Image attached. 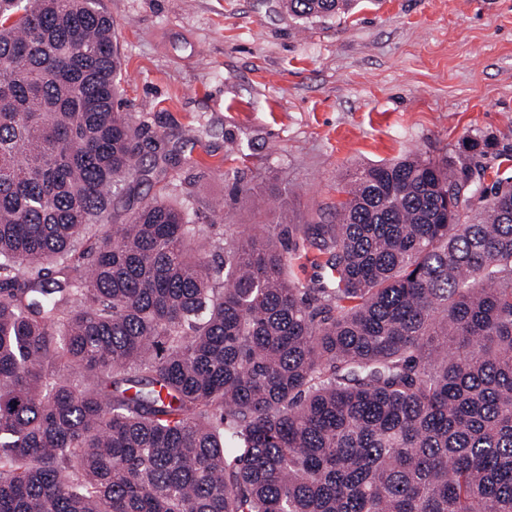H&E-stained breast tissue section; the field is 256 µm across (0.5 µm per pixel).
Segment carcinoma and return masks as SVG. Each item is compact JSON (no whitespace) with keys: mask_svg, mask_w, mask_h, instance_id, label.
Returning <instances> with one entry per match:
<instances>
[{"mask_svg":"<svg viewBox=\"0 0 512 512\" xmlns=\"http://www.w3.org/2000/svg\"><path fill=\"white\" fill-rule=\"evenodd\" d=\"M119 76L101 0H0V512H512V181L408 156L219 262L162 197L85 242L153 172ZM299 251L298 254L301 256H294L292 260L291 271L293 276L301 282L317 285L319 283H326L328 277V270L323 266L325 260L324 255H320L319 251L303 246L302 239H298ZM307 252V258L304 253Z\"/></svg>","mask_w":512,"mask_h":512,"instance_id":"cac0c4a2","label":"carcinoma"}]
</instances>
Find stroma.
Returning <instances> with one entry per match:
<instances>
[{"label": "stroma", "instance_id": "stroma-1", "mask_svg": "<svg viewBox=\"0 0 512 512\" xmlns=\"http://www.w3.org/2000/svg\"><path fill=\"white\" fill-rule=\"evenodd\" d=\"M104 4L143 159L176 162L114 197L90 237L156 196L226 241L283 215L331 224L357 169L453 161L471 141L486 182L512 177V0H356L310 20L281 0Z\"/></svg>", "mask_w": 512, "mask_h": 512}]
</instances>
